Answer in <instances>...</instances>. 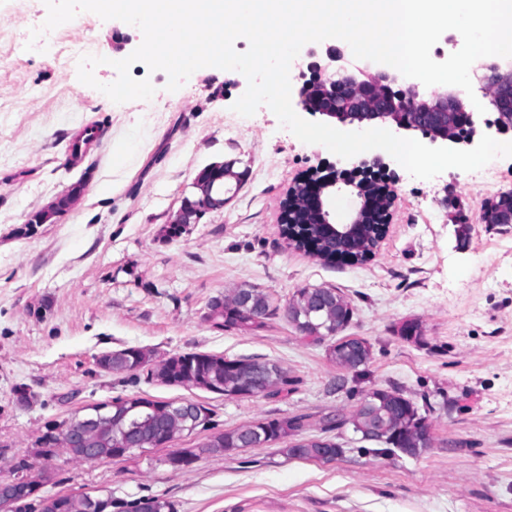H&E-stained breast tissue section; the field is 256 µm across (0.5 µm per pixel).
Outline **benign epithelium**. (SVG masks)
<instances>
[{
  "instance_id": "benign-epithelium-1",
  "label": "benign epithelium",
  "mask_w": 512,
  "mask_h": 512,
  "mask_svg": "<svg viewBox=\"0 0 512 512\" xmlns=\"http://www.w3.org/2000/svg\"><path fill=\"white\" fill-rule=\"evenodd\" d=\"M303 56L311 59L308 67L314 73L313 82L301 92L302 108L320 113L343 125L392 127L400 130H419L435 143L439 140L454 144L473 143L476 128L472 120L474 105L470 98L458 90L442 95L418 91L419 84L410 81L399 71L382 63L371 64L347 55L335 46L324 50L307 48ZM485 74L480 78L489 104L498 112H512V65L504 69L495 60L483 64ZM402 82L407 87L398 91L392 86ZM468 122L470 131L461 136L448 128V113ZM387 169L382 158L362 160L350 172H332L326 177L307 178L293 185L283 201L282 235L288 243L301 245V249L330 262L350 264L371 256L382 242L390 220L395 193L390 180L380 176ZM211 176L200 173L194 182L197 198L183 203L173 223L184 228L198 223L201 216L224 208L227 199L213 193V179L224 178V165L206 167ZM345 188L358 199V205L349 219L338 224L333 221L328 199L333 189ZM369 244L366 256L357 254L356 242ZM125 404L132 409L146 408L155 417L178 415V419L192 420L186 431L194 432L208 423L201 408L183 405L181 401L157 402L146 397H130ZM117 404L94 403L82 408V414L67 420L57 430L60 446L66 452L85 448L87 459L96 461L111 455L127 454L157 443L172 442V432L163 427L159 437L152 440L133 439L123 434L112 435V409ZM28 468L24 473L0 483V512H11L15 506L37 496L49 479L48 471L27 456ZM42 505L54 512H74L79 505L93 507L97 498L88 494H59L41 498Z\"/></svg>"
}]
</instances>
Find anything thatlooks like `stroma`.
<instances>
[{"mask_svg": "<svg viewBox=\"0 0 512 512\" xmlns=\"http://www.w3.org/2000/svg\"><path fill=\"white\" fill-rule=\"evenodd\" d=\"M46 17L44 0H0V445L31 452L47 422L118 396L187 399L213 416L206 430L132 455L57 454L43 494L155 497L175 512H512V224L482 219L485 204L512 189V158L488 163L489 181L458 169L421 180L389 161L395 201L376 255L328 263L288 245L282 202L295 182L353 159L301 142L268 107L233 112L247 87L237 71L198 70L171 92L164 72L137 62L130 73L150 79L153 97L107 101L54 43L26 50ZM56 33L105 57L94 70L103 83L117 77L112 59L142 41L136 26L85 11ZM89 118L106 136L69 167L65 145ZM228 160L247 175L224 209L164 237L199 172ZM449 191L468 219L462 250L441 204ZM45 211L47 223L18 235ZM242 284L280 308L297 289H335L353 308L346 333L371 343L370 361L358 372L337 367L282 311L252 334L215 328L210 301ZM407 323L417 326L408 337ZM128 347L157 361L255 357L287 369L295 385L277 398L237 399L99 367L100 353ZM19 387L31 390L30 406L16 405ZM391 387L426 418L432 445L420 455L375 452L347 426L323 433L326 417L350 416L368 392ZM300 414L302 437L329 435L339 458H290L276 444L203 455L181 470L166 462L172 449Z\"/></svg>", "mask_w": 512, "mask_h": 512, "instance_id": "stroma-1", "label": "stroma"}]
</instances>
